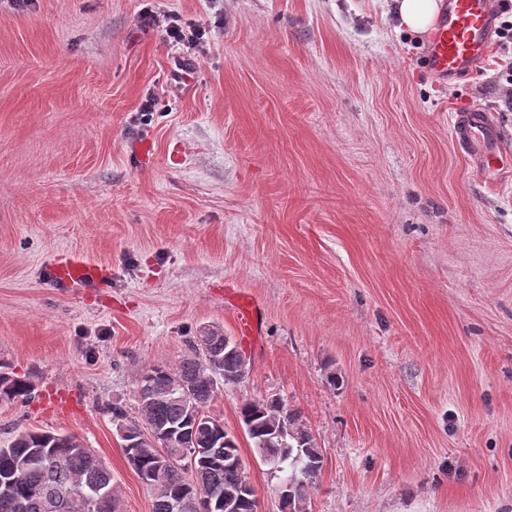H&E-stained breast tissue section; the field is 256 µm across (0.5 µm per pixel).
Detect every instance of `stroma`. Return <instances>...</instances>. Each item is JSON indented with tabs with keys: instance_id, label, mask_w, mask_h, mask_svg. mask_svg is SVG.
<instances>
[{
	"instance_id": "stroma-1",
	"label": "stroma",
	"mask_w": 512,
	"mask_h": 512,
	"mask_svg": "<svg viewBox=\"0 0 512 512\" xmlns=\"http://www.w3.org/2000/svg\"><path fill=\"white\" fill-rule=\"evenodd\" d=\"M150 6L205 26L206 54ZM394 26L392 0L0 5V372L31 386L0 446L77 435L122 512H152L112 409L137 417L140 374L217 326L247 372L209 410L261 512L279 474L238 411L275 398L323 458L306 512H512V177L484 183L450 131L480 105L512 155V44L447 82ZM73 255L104 281L58 280Z\"/></svg>"
}]
</instances>
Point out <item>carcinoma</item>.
Wrapping results in <instances>:
<instances>
[{
    "mask_svg": "<svg viewBox=\"0 0 512 512\" xmlns=\"http://www.w3.org/2000/svg\"><path fill=\"white\" fill-rule=\"evenodd\" d=\"M208 350L174 367L154 366L138 379L139 417L121 407L112 418L123 428L122 451L139 479L153 493V512H252L254 485L235 436L209 406L217 380L245 376L241 347H224V333L209 328ZM29 385L0 373V401L28 396ZM240 419L262 461L287 477L303 469L304 484L289 490L280 512H305L308 490L322 467V456L298 415L277 399L246 402ZM150 425L155 435L144 438ZM0 512H119L112 473L73 434L24 430L0 447Z\"/></svg>",
    "mask_w": 512,
    "mask_h": 512,
    "instance_id": "1",
    "label": "carcinoma"
}]
</instances>
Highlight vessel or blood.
Segmentation results:
<instances>
[{"mask_svg": "<svg viewBox=\"0 0 512 512\" xmlns=\"http://www.w3.org/2000/svg\"><path fill=\"white\" fill-rule=\"evenodd\" d=\"M496 15L494 0H447L426 50L431 73L443 80H453L476 70L493 44ZM453 136L479 168L499 169V151L494 147L499 132L479 106L460 110L453 124ZM55 274L77 287L105 278L101 266L81 257L66 259Z\"/></svg>", "mask_w": 512, "mask_h": 512, "instance_id": "vessel-or-blood-1", "label": "vessel or blood"}]
</instances>
